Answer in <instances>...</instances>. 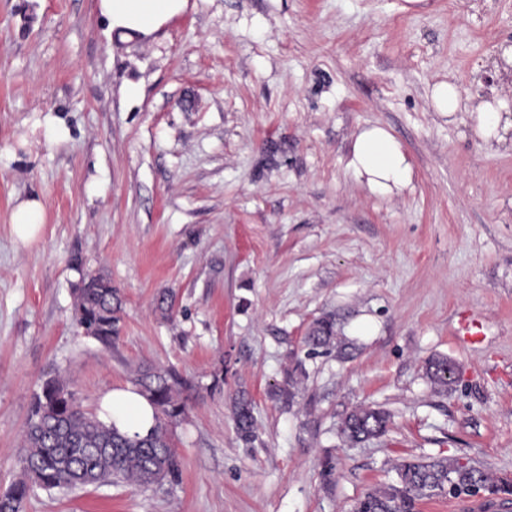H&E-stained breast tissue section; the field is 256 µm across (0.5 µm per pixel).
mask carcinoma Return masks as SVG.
Masks as SVG:
<instances>
[{
  "mask_svg": "<svg viewBox=\"0 0 512 512\" xmlns=\"http://www.w3.org/2000/svg\"><path fill=\"white\" fill-rule=\"evenodd\" d=\"M74 308L84 334L109 345L122 311L120 291L100 275L82 279L75 289ZM336 323L319 319L304 338L313 352L336 347ZM303 362L278 389L287 403L293 401ZM426 374L432 383L446 386L454 366L446 359L428 363ZM137 391L155 410L154 425L145 436L129 435L109 427L86 412L74 393L55 377L47 379L35 394L26 424L21 456L23 478L5 493L0 512H22L30 491H70L92 483H127L142 490L174 480L179 461L170 441V427L186 410L185 384L173 373L146 367L132 379ZM234 423L239 437L250 443L255 438L252 401L245 393L233 401ZM391 415L381 408L361 407L347 413L339 427L349 442L377 439L388 430ZM398 480L366 492L354 512H417L423 499L448 495L452 498L490 495L512 496V481L494 479L480 467L457 458H407L397 465Z\"/></svg>",
  "mask_w": 512,
  "mask_h": 512,
  "instance_id": "1",
  "label": "carcinoma"
}]
</instances>
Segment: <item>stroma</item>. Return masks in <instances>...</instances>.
<instances>
[{
    "label": "stroma",
    "instance_id": "35a3bbf8",
    "mask_svg": "<svg viewBox=\"0 0 512 512\" xmlns=\"http://www.w3.org/2000/svg\"><path fill=\"white\" fill-rule=\"evenodd\" d=\"M506 43L512 0H189L149 42L109 33L96 0H0V493L46 379L94 414L143 364L191 386L178 479L37 488L23 512H352L406 457L512 480V150L428 98L441 80L484 94ZM372 124L413 169L387 197L348 167ZM33 198L24 247L12 216ZM98 273L124 299L108 346L75 318ZM328 315L349 357L305 347ZM438 357L445 388L425 375ZM299 360L287 405L274 390ZM360 406L390 431L345 442ZM42 223V204L34 199L21 202L13 214V228L17 241L25 245L35 241ZM426 374L432 383L448 386L454 374V366L448 359L433 360L428 363ZM233 417L239 437L251 443L255 438L253 405L244 392L239 393L233 401Z\"/></svg>",
    "mask_w": 512,
    "mask_h": 512
}]
</instances>
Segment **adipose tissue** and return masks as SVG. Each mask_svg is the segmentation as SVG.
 Wrapping results in <instances>:
<instances>
[{
    "instance_id": "adipose-tissue-1",
    "label": "adipose tissue",
    "mask_w": 512,
    "mask_h": 512,
    "mask_svg": "<svg viewBox=\"0 0 512 512\" xmlns=\"http://www.w3.org/2000/svg\"><path fill=\"white\" fill-rule=\"evenodd\" d=\"M189 0H97L99 15L109 32L121 41H147L174 17L186 11ZM432 106L441 116L455 118L467 113L480 139L493 145L506 142L512 132V103L497 93L475 98L462 95L456 84L441 81L431 92ZM349 166L367 189L389 195L411 177V164L401 142L386 127H363L352 143ZM98 416L106 424L130 434H148L154 425V410L134 388L112 389L100 401Z\"/></svg>"
}]
</instances>
